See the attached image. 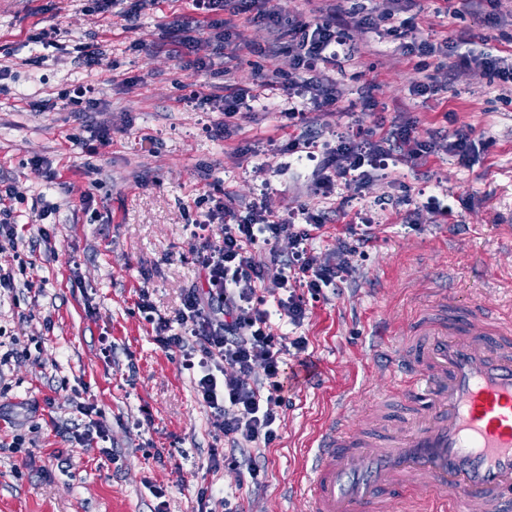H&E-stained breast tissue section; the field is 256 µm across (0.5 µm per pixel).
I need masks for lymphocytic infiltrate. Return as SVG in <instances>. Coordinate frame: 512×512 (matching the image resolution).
Instances as JSON below:
<instances>
[{
    "instance_id": "obj_1",
    "label": "lymphocytic infiltrate",
    "mask_w": 512,
    "mask_h": 512,
    "mask_svg": "<svg viewBox=\"0 0 512 512\" xmlns=\"http://www.w3.org/2000/svg\"><path fill=\"white\" fill-rule=\"evenodd\" d=\"M238 2L241 12L251 13L253 21L270 29L273 39L267 53L292 52L294 71L282 83L259 71L250 88L228 81L223 95H199L200 104L224 114L214 130L219 137L229 132L248 101L276 90L283 95L278 110L293 127L307 125L310 113L335 107L342 92L336 84L324 82L322 73L335 66L340 54L355 55V48L343 38L351 23L370 32L386 31L398 38L401 55L416 59L423 78L411 86V96L436 97L460 67H475L512 83V62L469 50V34H459L454 41L420 36L415 17L425 11L422 0H381L377 10L354 18L334 0L324 15L308 21L299 15L283 18L270 0ZM190 3L186 28L209 31L210 42L225 59L234 60L240 52L251 50V43L235 24L219 18L224 0ZM434 57L438 65L429 66ZM483 148V143L460 131L420 139L414 119L400 118L378 131L358 128L337 134L335 147L327 149L318 164L316 185L327 194L340 181L365 184L373 172L387 169L396 155L415 165L442 151L467 166ZM194 204L200 209L194 223L198 233L193 250L203 274L201 287L186 289L180 308L170 317L155 316L145 290L137 307L152 319L156 344L179 355L181 368L195 377L199 399L220 420L218 430L226 449L223 458H212V465L224 462L237 468L251 487L258 489L266 479L261 451L277 439L279 412L288 404L286 356L289 350L301 353L306 349L303 337L290 340L274 335L270 320L276 315L300 324L306 315L307 297H318L323 289L344 283L352 270V258L363 255L370 237L365 232L351 233L341 241L335 260L322 262L310 243L327 224L328 212L302 205L283 214L260 201L243 214L231 195L217 198L208 192L195 198ZM216 222L224 226L219 241L205 234ZM260 247L267 249L270 265L278 270V295L271 300L266 297L265 267L257 265L252 256ZM258 365L264 370L260 379L252 376Z\"/></svg>"
}]
</instances>
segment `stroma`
<instances>
[{"mask_svg": "<svg viewBox=\"0 0 512 512\" xmlns=\"http://www.w3.org/2000/svg\"><path fill=\"white\" fill-rule=\"evenodd\" d=\"M126 8L125 0L104 13L95 0H0V68L9 70L0 78V183L12 186L22 226L18 247L0 251V269L17 285L0 296V349L15 352L0 366V407L12 417L0 420V512H197L203 487L213 512H224L228 491L241 512H306L297 484L324 422L343 409L361 417L369 387L401 404V388L386 376L384 340L424 288L442 281L455 301H491L512 315V232L500 225L512 210V95L501 96L482 70L461 68L438 101L421 102L409 89L422 75L397 40L350 27V43L364 54L324 72L343 96L314 127L319 145L333 144L332 130L372 127L401 110L419 138L464 130L488 147L468 167L445 153L417 167L396 157L378 177L338 184L326 198L315 190L313 164L283 151L280 113L254 108L217 138L211 128L223 114L188 100L214 92L227 65L242 87L259 69L287 77L290 55L245 54L229 64L218 57L213 71H201L188 61L209 47L186 49L181 60L159 50L182 41L184 0L146 7L133 32L124 28ZM491 12L487 4L477 15L437 18L433 29L451 39L466 31L474 49L512 54V26H494ZM84 43L100 46L97 66L83 64ZM371 81L378 106L363 112L357 102ZM79 84L93 85L100 101L87 119L65 98ZM103 125L112 129L106 147L97 139ZM247 143L258 144V155L239 157ZM35 158L42 168L32 167ZM223 190L241 210L262 198L283 213L343 207L313 242L323 261L334 259L349 227L368 225L372 235L342 287L308 301L300 326L272 324L273 333L306 339L289 368L304 357L317 372L289 386L258 490L231 466L211 468L224 451L215 418L137 309L145 287L159 313L172 314L198 282L190 240L197 213L188 204ZM88 191L95 202L87 208ZM409 191L421 206L412 224L404 221ZM427 195L445 199L448 214L423 208ZM40 199L55 214L40 218ZM80 402L103 411L107 445L60 436L62 425L80 421ZM18 434L21 452L10 447Z\"/></svg>", "mask_w": 512, "mask_h": 512, "instance_id": "obj_1", "label": "stroma"}]
</instances>
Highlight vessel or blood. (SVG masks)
Instances as JSON below:
<instances>
[{
    "label": "vessel or blood",
    "instance_id": "vessel-or-blood-1",
    "mask_svg": "<svg viewBox=\"0 0 512 512\" xmlns=\"http://www.w3.org/2000/svg\"><path fill=\"white\" fill-rule=\"evenodd\" d=\"M391 377L404 404L372 398L353 423L336 417L304 476L308 512H395L397 496L429 491L436 512L512 505V321L430 290L399 332Z\"/></svg>",
    "mask_w": 512,
    "mask_h": 512
}]
</instances>
